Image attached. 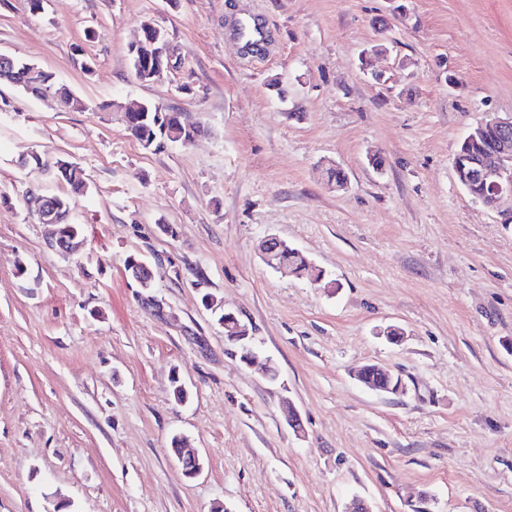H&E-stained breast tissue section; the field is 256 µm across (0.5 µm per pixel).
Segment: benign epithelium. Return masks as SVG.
I'll use <instances>...</instances> for the list:
<instances>
[{
    "label": "benign epithelium",
    "mask_w": 512,
    "mask_h": 512,
    "mask_svg": "<svg viewBox=\"0 0 512 512\" xmlns=\"http://www.w3.org/2000/svg\"><path fill=\"white\" fill-rule=\"evenodd\" d=\"M142 46L141 57L146 64V70L136 74L141 82H151L172 70V51L169 43L161 36L160 27H154L147 42ZM454 171L459 184L469 188L475 186L482 188V196L496 204L502 197H512V113L501 116L490 114L471 127L464 136V148L456 153L454 158ZM37 204L36 215L42 224L53 226L51 235L47 240L50 249L62 254H73L79 244L77 238L63 234V229L56 224L54 212L44 205V197L34 196ZM286 246V242L278 236L268 234L257 245L260 258L271 264L275 271H285L287 267L272 262V255L276 250ZM239 335L227 336L225 341L236 348L246 351L245 363L249 366L258 363L259 354L251 344L252 336L246 327L238 328ZM375 369L389 380L386 385L365 379L361 372ZM354 377L366 388L377 393L404 395L408 391L403 378L391 370L377 364H365L354 373ZM282 408L286 415L288 426L297 435L304 433L300 413L294 403L289 399L282 400ZM182 467L184 477L191 479L199 475L203 462L199 453L191 448L186 440L180 442V454L176 455Z\"/></svg>",
    "instance_id": "benign-epithelium-1"
}]
</instances>
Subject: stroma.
Wrapping results in <instances>:
<instances>
[{"mask_svg": "<svg viewBox=\"0 0 512 512\" xmlns=\"http://www.w3.org/2000/svg\"><path fill=\"white\" fill-rule=\"evenodd\" d=\"M246 9L268 56L230 36ZM145 20L179 59L152 83L128 54ZM378 42L381 82L359 60ZM0 53L88 105L0 86V512H347L358 497L375 512H512V202L474 201L453 167L471 126L512 113V0H47L38 15L0 0ZM133 100L204 132L144 148L119 110ZM31 153L41 163L19 166ZM60 158L87 183L71 256L26 204L66 192L47 169ZM269 234L338 293L268 268ZM131 255L152 288L126 273ZM222 307L278 383L230 355ZM393 324L397 344L379 334ZM368 363L407 394L359 384ZM176 434L203 459L196 478ZM374 368L376 372L381 373L389 380L387 385H376L377 381L363 378L360 372ZM354 377L366 388L377 393H387L394 395H404L408 391L407 384L400 375L394 374L391 370L377 364H365L357 369Z\"/></svg>", "mask_w": 512, "mask_h": 512, "instance_id": "35a3bbf8", "label": "stroma"}]
</instances>
